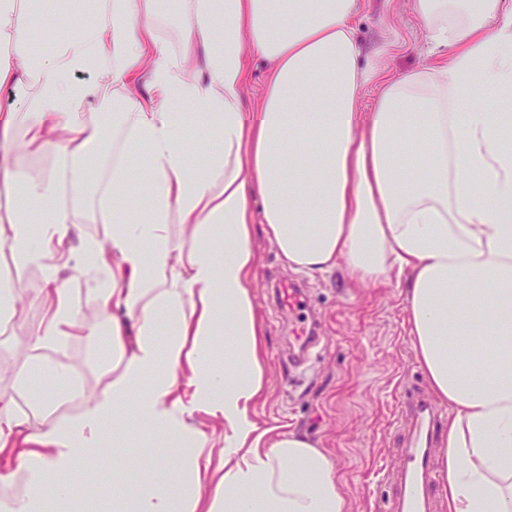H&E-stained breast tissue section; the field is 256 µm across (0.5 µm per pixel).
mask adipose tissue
<instances>
[{
  "label": "adipose tissue",
  "mask_w": 512,
  "mask_h": 512,
  "mask_svg": "<svg viewBox=\"0 0 512 512\" xmlns=\"http://www.w3.org/2000/svg\"><path fill=\"white\" fill-rule=\"evenodd\" d=\"M186 6L179 51L160 34L162 0H105L45 54L33 35L50 36L54 18L0 0V89L13 93L0 110V243L15 267L42 271L30 347L98 333L59 281L70 263L113 361L65 420L0 398V482L25 477L0 512L49 500L66 512L81 492L74 459L130 432L147 466L112 512H351L325 449L254 418L267 391L259 231L299 271L405 277L412 347L450 410L447 510L512 512V0H414L440 56L397 77L362 67L356 0ZM247 44L268 64L250 113ZM88 68L92 90L74 79ZM92 92L111 112L83 110ZM108 127L113 163L87 168ZM23 154L54 155L56 173L22 176ZM81 224L112 230L80 238Z\"/></svg>",
  "instance_id": "1"
}]
</instances>
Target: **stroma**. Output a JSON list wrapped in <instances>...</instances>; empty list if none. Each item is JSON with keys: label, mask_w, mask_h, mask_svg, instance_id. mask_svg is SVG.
<instances>
[{"label": "stroma", "mask_w": 512, "mask_h": 512, "mask_svg": "<svg viewBox=\"0 0 512 512\" xmlns=\"http://www.w3.org/2000/svg\"><path fill=\"white\" fill-rule=\"evenodd\" d=\"M356 35L363 62H371L384 42L390 75L430 63L426 30L414 12L413 0H357ZM257 309L266 333L268 391L255 407L260 427H283L304 434L333 457L351 512H381L391 486L384 478L396 463L397 426L406 389L426 385L405 325L402 288L397 281L374 286L351 281L343 269L326 273L294 271L284 266L273 245L258 240ZM0 275L20 289L11 322L0 325V396L28 410L35 385L62 393L66 381L56 365L79 376L85 395L98 391L112 377V356L106 336H76L60 351L27 348L29 334L43 318L29 301V289L42 277L35 267L17 268L7 246L0 244ZM279 281H295L305 289L310 319L324 338L307 367L288 356L291 326L272 300ZM137 448L123 457L104 448L92 462L77 459L75 475L90 485L89 496L100 512H112L113 472L139 466Z\"/></svg>", "instance_id": "stroma-1"}]
</instances>
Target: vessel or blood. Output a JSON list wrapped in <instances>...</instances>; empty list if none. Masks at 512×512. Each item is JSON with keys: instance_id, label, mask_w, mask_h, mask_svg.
Instances as JSON below:
<instances>
[{"instance_id": "obj_1", "label": "vessel or blood", "mask_w": 512, "mask_h": 512, "mask_svg": "<svg viewBox=\"0 0 512 512\" xmlns=\"http://www.w3.org/2000/svg\"><path fill=\"white\" fill-rule=\"evenodd\" d=\"M276 293L282 309L292 312L305 305L301 289L294 284H279ZM319 342L315 328L303 323L293 326L289 349L295 359L301 360ZM402 412L406 423L398 434V461L387 469L393 492L384 502L383 512H437L433 448L443 412L431 399L418 393L406 395Z\"/></svg>"}]
</instances>
